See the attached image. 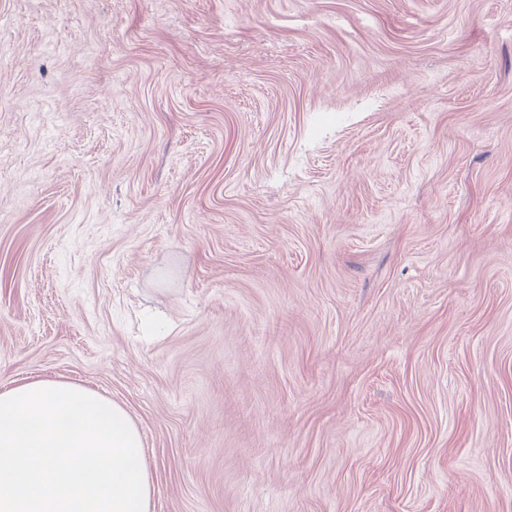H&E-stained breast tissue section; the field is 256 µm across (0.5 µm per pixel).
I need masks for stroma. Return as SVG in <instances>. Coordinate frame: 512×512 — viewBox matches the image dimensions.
<instances>
[{
  "label": "stroma",
  "instance_id": "1",
  "mask_svg": "<svg viewBox=\"0 0 512 512\" xmlns=\"http://www.w3.org/2000/svg\"><path fill=\"white\" fill-rule=\"evenodd\" d=\"M121 404L151 512H512V0H0V390Z\"/></svg>",
  "mask_w": 512,
  "mask_h": 512
}]
</instances>
